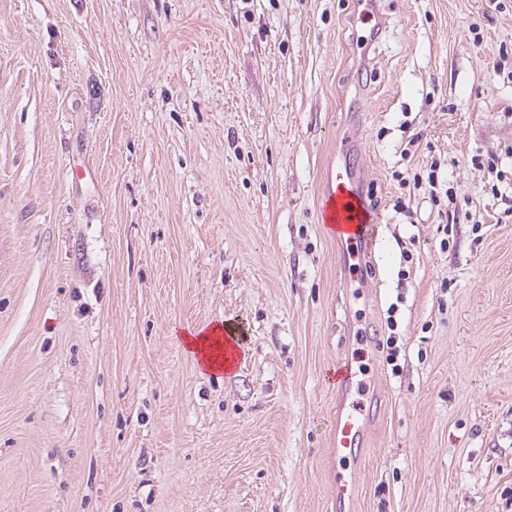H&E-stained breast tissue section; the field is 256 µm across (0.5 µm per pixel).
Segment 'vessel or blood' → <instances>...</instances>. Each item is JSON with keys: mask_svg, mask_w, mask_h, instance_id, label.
Masks as SVG:
<instances>
[{"mask_svg": "<svg viewBox=\"0 0 512 512\" xmlns=\"http://www.w3.org/2000/svg\"><path fill=\"white\" fill-rule=\"evenodd\" d=\"M342 149L326 164L320 186L321 221L340 244L345 267L359 268L372 259V242L377 227L367 216L363 197L364 170L361 131L350 126L342 134ZM361 371L351 361L336 370V424L332 449L346 466L337 470L331 482V496L338 512H349L358 485L359 462L368 445L370 424L377 411H364L352 395L361 384Z\"/></svg>", "mask_w": 512, "mask_h": 512, "instance_id": "obj_1", "label": "vessel or blood"}]
</instances>
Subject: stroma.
<instances>
[{
	"instance_id": "stroma-1",
	"label": "stroma",
	"mask_w": 512,
	"mask_h": 512,
	"mask_svg": "<svg viewBox=\"0 0 512 512\" xmlns=\"http://www.w3.org/2000/svg\"><path fill=\"white\" fill-rule=\"evenodd\" d=\"M354 6L0 0V512H336L343 358L355 512H512V0H383L368 47ZM225 323L206 371L179 332ZM342 150L326 164L320 186L321 221L342 248L345 267L366 266L372 259L376 224L367 216L363 197L364 170L361 131L356 125L344 130ZM360 367L352 361L339 363L336 370V424L332 433L333 456L348 461L347 468L336 470L331 482V496L336 509L347 512L353 503L358 485L359 462L367 448L370 423L379 416L378 410L365 412L352 400L362 384ZM352 463V466H351Z\"/></svg>"
}]
</instances>
